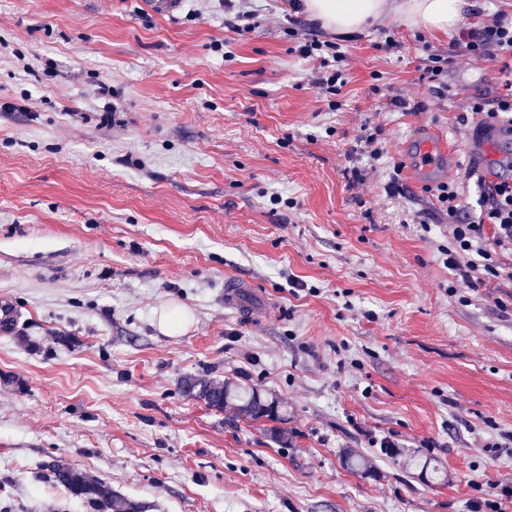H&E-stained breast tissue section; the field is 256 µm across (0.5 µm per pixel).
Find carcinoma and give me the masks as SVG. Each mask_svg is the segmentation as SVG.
<instances>
[{"instance_id": "obj_1", "label": "carcinoma", "mask_w": 512, "mask_h": 512, "mask_svg": "<svg viewBox=\"0 0 512 512\" xmlns=\"http://www.w3.org/2000/svg\"><path fill=\"white\" fill-rule=\"evenodd\" d=\"M180 386L185 393L203 400L209 407L230 412L238 418L279 417L275 402L264 401L258 391L239 387L230 381L220 383L189 376L181 380ZM49 471L56 485L84 499L95 512H143V506L112 491L110 485L89 479L65 462L52 463Z\"/></svg>"}]
</instances>
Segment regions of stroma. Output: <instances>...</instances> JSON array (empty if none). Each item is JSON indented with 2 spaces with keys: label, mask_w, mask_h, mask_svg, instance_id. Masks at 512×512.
I'll return each instance as SVG.
<instances>
[{
  "label": "stroma",
  "mask_w": 512,
  "mask_h": 512,
  "mask_svg": "<svg viewBox=\"0 0 512 512\" xmlns=\"http://www.w3.org/2000/svg\"><path fill=\"white\" fill-rule=\"evenodd\" d=\"M244 7L240 34L222 0H0V296L19 314L0 336V512H93L50 480L57 459L148 512H474L512 482V278L457 283L431 194L453 180L474 206L512 157L469 108L512 92V59L454 47L512 0H466L447 33L352 34L336 111L295 51L305 16ZM418 127L456 152L391 194ZM230 276L270 298L262 318L225 309ZM181 306L192 324L161 332ZM186 376L280 416L212 410ZM180 386L185 393L203 400L209 407L232 412L237 418L279 417L275 402L264 401L257 390L242 388L230 381L220 383L189 376L181 380Z\"/></svg>",
  "instance_id": "obj_1"
}]
</instances>
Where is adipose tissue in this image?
<instances>
[{"label":"adipose tissue","instance_id":"1","mask_svg":"<svg viewBox=\"0 0 512 512\" xmlns=\"http://www.w3.org/2000/svg\"><path fill=\"white\" fill-rule=\"evenodd\" d=\"M461 0H301V11L325 27L350 33L393 14L412 27L446 32L460 21Z\"/></svg>","mask_w":512,"mask_h":512}]
</instances>
